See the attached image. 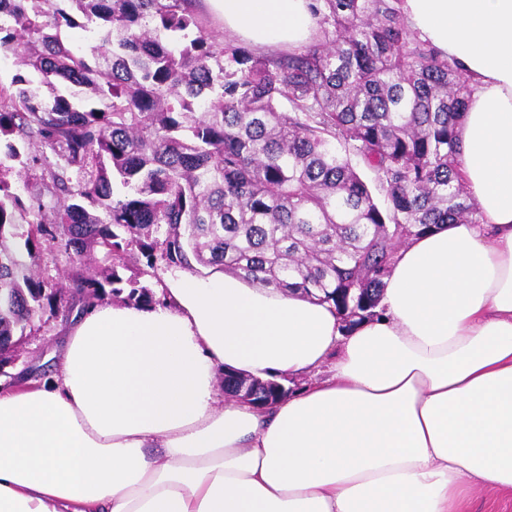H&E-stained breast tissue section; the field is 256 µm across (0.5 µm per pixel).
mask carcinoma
<instances>
[{
  "label": "carcinoma",
  "instance_id": "cac0c4a2",
  "mask_svg": "<svg viewBox=\"0 0 512 512\" xmlns=\"http://www.w3.org/2000/svg\"><path fill=\"white\" fill-rule=\"evenodd\" d=\"M401 5L312 0V41L261 54L217 41L192 0H0V54L17 66L0 81V357L57 302L36 270L49 247L112 259L102 279L73 273L86 303L107 286L153 302L124 276L140 254L154 273L202 266L299 291L346 335L379 316L402 243L481 221L457 161L470 77ZM75 27L96 35L88 56L66 42ZM17 167L54 207L24 204L5 179ZM245 379L225 372L224 392ZM287 393L268 382L250 404Z\"/></svg>",
  "mask_w": 512,
  "mask_h": 512
}]
</instances>
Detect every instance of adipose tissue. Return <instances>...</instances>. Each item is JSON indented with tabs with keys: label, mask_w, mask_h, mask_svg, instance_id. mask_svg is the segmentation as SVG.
<instances>
[{
	"label": "adipose tissue",
	"mask_w": 512,
	"mask_h": 512,
	"mask_svg": "<svg viewBox=\"0 0 512 512\" xmlns=\"http://www.w3.org/2000/svg\"><path fill=\"white\" fill-rule=\"evenodd\" d=\"M257 47L309 43V0H201ZM472 79L458 158L478 224L397 253L377 319L224 272L76 314L61 376L0 393V512H465L512 497V0H403ZM331 377L261 409L224 372ZM468 512H512V498L475 488L470 493Z\"/></svg>",
	"instance_id": "ef3b65f1"
}]
</instances>
